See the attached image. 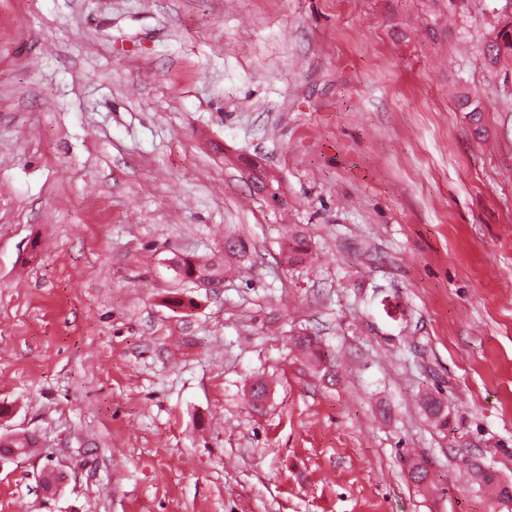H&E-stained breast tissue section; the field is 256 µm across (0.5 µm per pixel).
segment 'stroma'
Instances as JSON below:
<instances>
[{
    "label": "stroma",
    "instance_id": "stroma-1",
    "mask_svg": "<svg viewBox=\"0 0 512 512\" xmlns=\"http://www.w3.org/2000/svg\"><path fill=\"white\" fill-rule=\"evenodd\" d=\"M426 13L0 0V436L36 440L0 512H490L461 460L512 483V71L479 53L512 0ZM228 233L244 267L175 276ZM250 170L251 172L249 173V178H254L252 183L256 189L260 192H264L267 199L272 204H279V202L282 200V194L280 192L279 181L276 179V177L267 173L264 169L256 166L251 167ZM173 267L179 277L190 280L198 287H205L224 274V258L217 257L202 262L179 258L173 262Z\"/></svg>",
    "mask_w": 512,
    "mask_h": 512
}]
</instances>
